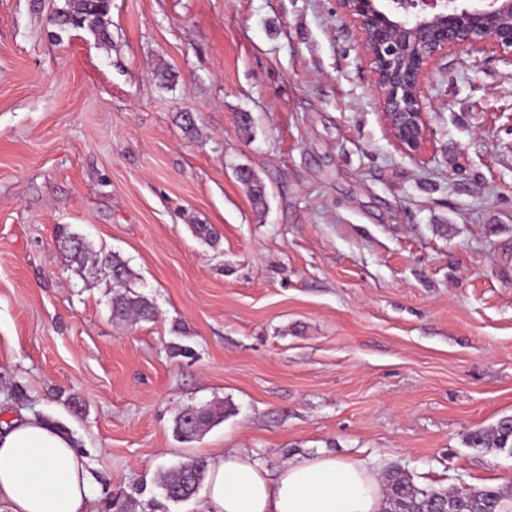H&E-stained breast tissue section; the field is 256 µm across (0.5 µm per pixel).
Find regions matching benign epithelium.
I'll use <instances>...</instances> for the list:
<instances>
[{"mask_svg":"<svg viewBox=\"0 0 512 512\" xmlns=\"http://www.w3.org/2000/svg\"><path fill=\"white\" fill-rule=\"evenodd\" d=\"M354 30L393 146L421 159L432 132L425 81L454 52H492L512 65V0H335Z\"/></svg>","mask_w":512,"mask_h":512,"instance_id":"1","label":"benign epithelium"}]
</instances>
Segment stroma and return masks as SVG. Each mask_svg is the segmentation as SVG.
I'll return each instance as SVG.
<instances>
[{
    "label": "stroma",
    "instance_id": "obj_1",
    "mask_svg": "<svg viewBox=\"0 0 512 512\" xmlns=\"http://www.w3.org/2000/svg\"><path fill=\"white\" fill-rule=\"evenodd\" d=\"M63 4L0 0V422L64 428L92 512H202L162 477L229 448L512 489V453L467 443L512 416V66L444 58L417 161L334 0H112L105 43ZM63 231L119 253L152 318L113 321ZM205 404L223 419L179 439ZM220 407L211 406H187L182 408L175 418V428L178 435L191 441L203 435V433L219 419L223 418Z\"/></svg>",
    "mask_w": 512,
    "mask_h": 512
}]
</instances>
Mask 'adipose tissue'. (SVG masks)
<instances>
[{"instance_id": "ef3b65f1", "label": "adipose tissue", "mask_w": 512, "mask_h": 512, "mask_svg": "<svg viewBox=\"0 0 512 512\" xmlns=\"http://www.w3.org/2000/svg\"><path fill=\"white\" fill-rule=\"evenodd\" d=\"M90 474L73 442L23 413L0 428V504L9 512H90ZM204 512H384L378 470L362 459L291 460L268 469L229 450L208 463Z\"/></svg>"}]
</instances>
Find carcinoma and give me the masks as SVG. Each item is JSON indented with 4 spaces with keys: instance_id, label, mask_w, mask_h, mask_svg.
<instances>
[{
    "instance_id": "cac0c4a2",
    "label": "carcinoma",
    "mask_w": 512,
    "mask_h": 512,
    "mask_svg": "<svg viewBox=\"0 0 512 512\" xmlns=\"http://www.w3.org/2000/svg\"><path fill=\"white\" fill-rule=\"evenodd\" d=\"M110 12L109 0H65L64 6L57 11L55 22L62 29L85 30L105 41L109 37ZM237 174L248 185L253 204L258 208L265 207V186L248 170L240 169ZM60 243L71 262L83 266L90 261L107 272L112 280V287L116 288L112 295L113 319L134 322L152 314L149 302L121 291L126 286L131 271L127 262L119 255L94 252L76 235H66L61 238ZM221 418L223 411L219 407L187 406L177 414L175 428L182 439L191 441L203 435ZM468 445L472 448L495 450L512 448V417L500 419L489 430L473 431L469 435ZM206 473L207 461L201 458L181 465L164 477L162 485L166 496L179 501L192 497L204 481ZM385 496L388 504L385 512H502V504L506 500L505 493L495 487L460 493L432 487L420 488L398 467H392L386 473Z\"/></svg>"
}]
</instances>
